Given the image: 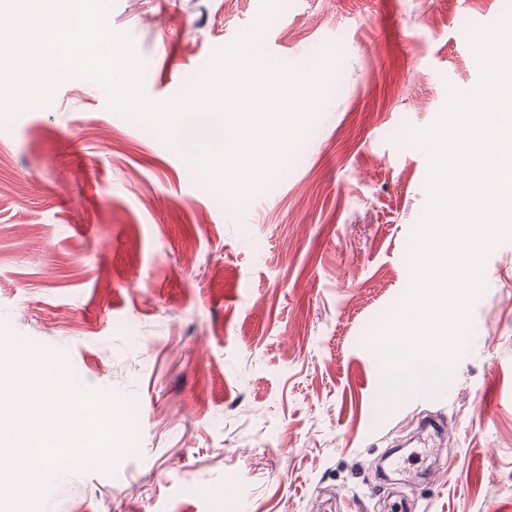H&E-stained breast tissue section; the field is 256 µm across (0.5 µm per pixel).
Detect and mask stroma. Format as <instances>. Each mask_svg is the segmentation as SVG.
I'll list each match as a JSON object with an SVG mask.
<instances>
[{
  "label": "stroma",
  "mask_w": 512,
  "mask_h": 512,
  "mask_svg": "<svg viewBox=\"0 0 512 512\" xmlns=\"http://www.w3.org/2000/svg\"><path fill=\"white\" fill-rule=\"evenodd\" d=\"M263 0H114L154 102ZM512 0H277L272 61L337 67L288 162L241 204L96 82L0 117V323L133 404L114 474H61L46 512H512V239L482 270L443 393L376 415L373 340L411 282L431 127L481 71L471 28ZM444 426V466L413 441Z\"/></svg>",
  "instance_id": "obj_1"
}]
</instances>
